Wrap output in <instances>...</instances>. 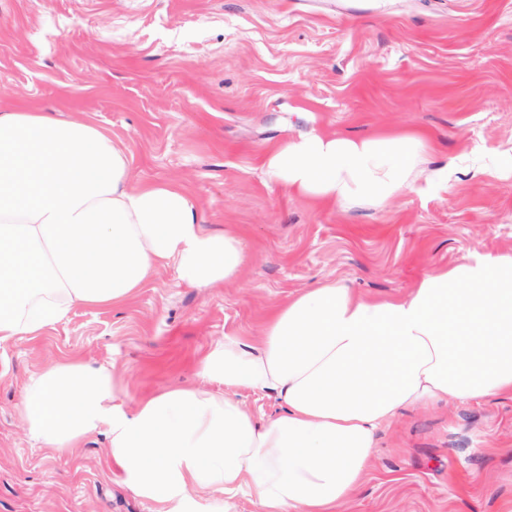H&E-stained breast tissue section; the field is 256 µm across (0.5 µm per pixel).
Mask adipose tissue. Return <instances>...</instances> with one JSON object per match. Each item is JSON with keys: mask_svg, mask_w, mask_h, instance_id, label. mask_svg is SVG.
I'll use <instances>...</instances> for the list:
<instances>
[{"mask_svg": "<svg viewBox=\"0 0 512 512\" xmlns=\"http://www.w3.org/2000/svg\"><path fill=\"white\" fill-rule=\"evenodd\" d=\"M418 134H311L262 167L288 191L341 208L419 191ZM131 161L89 122L0 113V343L37 340L73 308L132 300L160 268L199 289L235 280L246 254L205 231L181 186L137 185ZM205 387L119 404L116 370L58 361L26 380L29 437L72 453L101 426L113 466L155 512H225L253 492L262 512H336L369 471L378 429L404 409L512 397V252L434 265L404 297L370 300L333 279L271 310L252 343L225 337L198 363ZM233 388L275 393L257 420Z\"/></svg>", "mask_w": 512, "mask_h": 512, "instance_id": "adipose-tissue-1", "label": "adipose tissue"}]
</instances>
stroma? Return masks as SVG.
Wrapping results in <instances>:
<instances>
[{"instance_id": "35a3bbf8", "label": "stroma", "mask_w": 512, "mask_h": 512, "mask_svg": "<svg viewBox=\"0 0 512 512\" xmlns=\"http://www.w3.org/2000/svg\"><path fill=\"white\" fill-rule=\"evenodd\" d=\"M2 108L96 123L134 182L182 186L247 260L206 290L163 268L124 305L0 344V512H153L106 431L71 455L27 436L22 386L56 361L115 366L129 409L199 385L204 352L262 335L324 279L402 297L430 265L512 251V0H0ZM400 130L448 178L380 208L313 201L261 167L300 135ZM338 512H512V397L401 411Z\"/></svg>"}]
</instances>
